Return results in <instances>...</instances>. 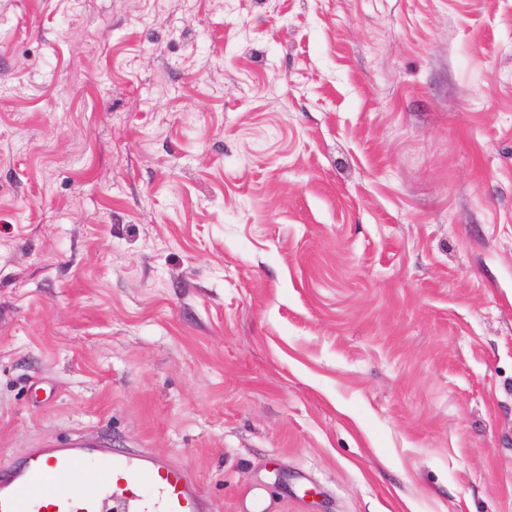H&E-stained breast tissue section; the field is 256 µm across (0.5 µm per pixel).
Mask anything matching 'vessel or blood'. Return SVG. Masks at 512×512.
Segmentation results:
<instances>
[{"instance_id":"obj_1","label":"vessel or blood","mask_w":512,"mask_h":512,"mask_svg":"<svg viewBox=\"0 0 512 512\" xmlns=\"http://www.w3.org/2000/svg\"><path fill=\"white\" fill-rule=\"evenodd\" d=\"M0 512H209L195 477L108 440H48L0 462Z\"/></svg>"}]
</instances>
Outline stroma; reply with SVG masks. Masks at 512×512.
I'll return each mask as SVG.
<instances>
[{
    "instance_id": "35a3bbf8",
    "label": "stroma",
    "mask_w": 512,
    "mask_h": 512,
    "mask_svg": "<svg viewBox=\"0 0 512 512\" xmlns=\"http://www.w3.org/2000/svg\"><path fill=\"white\" fill-rule=\"evenodd\" d=\"M102 435L512 512V0H0V461Z\"/></svg>"
}]
</instances>
